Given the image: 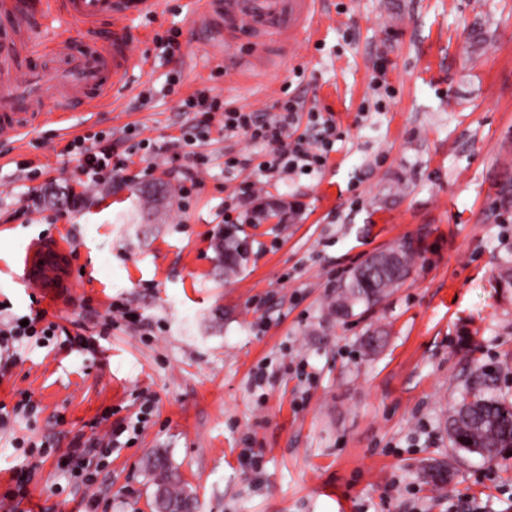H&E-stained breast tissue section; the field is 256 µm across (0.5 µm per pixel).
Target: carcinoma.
Segmentation results:
<instances>
[{
	"label": "carcinoma",
	"mask_w": 512,
	"mask_h": 512,
	"mask_svg": "<svg viewBox=\"0 0 512 512\" xmlns=\"http://www.w3.org/2000/svg\"><path fill=\"white\" fill-rule=\"evenodd\" d=\"M243 240L229 233L216 243L224 274H233L245 259ZM415 256L412 245L400 247L396 265L389 271L379 270L364 262L340 286L331 311L336 316L349 315L363 304L375 305L399 287L410 273ZM498 381L492 372L482 369L475 372L467 384L466 397L448 416V436L457 451L473 454L494 461L512 450V401L492 394ZM146 468L153 475V499L163 494L166 503L174 504L172 512L194 505V497L179 487V478L167 459L156 454L147 461Z\"/></svg>",
	"instance_id": "cac0c4a2"
}]
</instances>
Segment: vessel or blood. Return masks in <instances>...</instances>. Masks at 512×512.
Segmentation results:
<instances>
[{"label":"vessel or blood","instance_id":"vessel-or-blood-1","mask_svg":"<svg viewBox=\"0 0 512 512\" xmlns=\"http://www.w3.org/2000/svg\"><path fill=\"white\" fill-rule=\"evenodd\" d=\"M156 0H0V141L63 120L124 91L141 66L129 44L126 20ZM319 0H201L204 11L233 42L249 39L264 52L319 30ZM86 28V37L50 33L55 16ZM18 284L55 294L72 278L70 243L60 237L30 243L16 259Z\"/></svg>","mask_w":512,"mask_h":512}]
</instances>
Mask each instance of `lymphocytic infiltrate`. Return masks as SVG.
I'll list each match as a JSON object with an SVG mask.
<instances>
[{
    "label": "lymphocytic infiltrate",
    "mask_w": 512,
    "mask_h": 512,
    "mask_svg": "<svg viewBox=\"0 0 512 512\" xmlns=\"http://www.w3.org/2000/svg\"><path fill=\"white\" fill-rule=\"evenodd\" d=\"M274 113L262 110L246 111L226 104L220 96L210 89L197 90L179 103V109L190 117V132L183 140L186 159L184 181L181 194H189L203 186L201 177L208 157L201 147L210 134L213 123H220L225 135L244 136L249 141L265 146L266 154L259 163L250 158L233 153H225L224 167L228 170L254 168L257 176H269L275 173L310 174L320 170L327 162L329 147L336 136V122L332 116L320 112L305 113L299 98L292 97L274 104ZM308 121L306 132H299L300 121ZM78 161L79 183L90 188L116 180H126L129 163L134 153H141L147 165L141 171L142 176L151 175L156 165V157L166 153L164 144L149 138L141 139L132 148H119L117 143L105 142L98 134H87L75 138L69 145ZM43 310L30 312L27 320L17 317L0 319V350L9 349L14 342L39 334L55 335L57 324H44ZM122 431L109 429L101 437L89 438L87 445L69 449L65 460L72 463L84 486L95 483L91 469L94 457H108L117 446Z\"/></svg>",
    "instance_id": "1"
}]
</instances>
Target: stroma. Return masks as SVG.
Instances as JSON below:
<instances>
[{"instance_id": "1", "label": "stroma", "mask_w": 512, "mask_h": 512, "mask_svg": "<svg viewBox=\"0 0 512 512\" xmlns=\"http://www.w3.org/2000/svg\"><path fill=\"white\" fill-rule=\"evenodd\" d=\"M323 21L282 64L252 44L225 45L197 0H160L132 21L144 70L115 105L0 143V304L30 312L10 259L34 237H71L75 276L40 301L47 321L98 332L110 305L133 310L89 352L56 337L16 342L0 365V402L27 394L34 421L0 429V496L12 489L20 439L52 452L21 512H85L84 487L58 468L84 426L145 412L142 428L100 461L97 512H152L144 462L164 453L195 498V512H512V455L488 463L459 454L449 409L476 367L512 400V0H323ZM181 55L160 57L156 36ZM175 87H168V79ZM213 86L253 110L284 94L332 113L336 140L312 175L265 179L276 213L244 223L247 263L232 277L215 244L224 203L244 180L226 149L261 154L244 137L212 131L209 172L180 206L175 172L185 118L179 101ZM169 142L152 176L83 192L66 151L89 132L127 129ZM41 165L28 179L16 164ZM164 184L152 213L144 187ZM45 204L25 223L30 189ZM413 242L406 281L382 303L345 318L328 307L373 253ZM383 331L380 347H363ZM450 463V484L422 472Z\"/></svg>"}]
</instances>
